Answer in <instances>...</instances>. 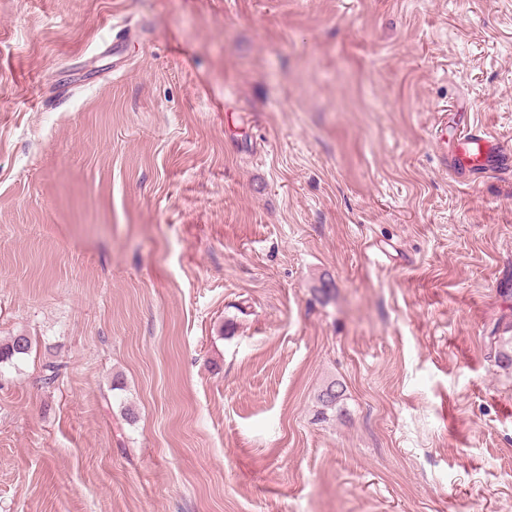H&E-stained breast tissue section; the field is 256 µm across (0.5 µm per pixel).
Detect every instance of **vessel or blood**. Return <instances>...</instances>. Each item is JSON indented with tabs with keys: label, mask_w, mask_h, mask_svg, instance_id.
Segmentation results:
<instances>
[{
	"label": "vessel or blood",
	"mask_w": 512,
	"mask_h": 512,
	"mask_svg": "<svg viewBox=\"0 0 512 512\" xmlns=\"http://www.w3.org/2000/svg\"><path fill=\"white\" fill-rule=\"evenodd\" d=\"M448 145L450 166L462 183L475 185L495 175L512 174V143L473 123L457 125Z\"/></svg>",
	"instance_id": "vessel-or-blood-1"
}]
</instances>
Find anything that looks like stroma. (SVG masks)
Instances as JSON below:
<instances>
[{
  "mask_svg": "<svg viewBox=\"0 0 512 512\" xmlns=\"http://www.w3.org/2000/svg\"><path fill=\"white\" fill-rule=\"evenodd\" d=\"M0 77V512H512V176L429 138L512 0H0ZM32 340L29 336H12L5 343H0V364L13 363L24 359L31 351Z\"/></svg>",
  "mask_w": 512,
  "mask_h": 512,
  "instance_id": "35a3bbf8",
  "label": "stroma"
}]
</instances>
